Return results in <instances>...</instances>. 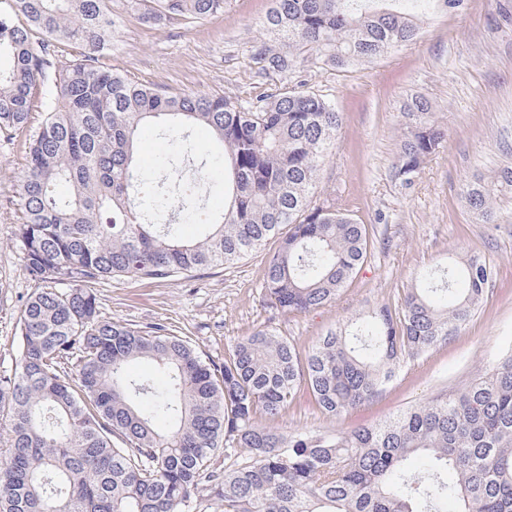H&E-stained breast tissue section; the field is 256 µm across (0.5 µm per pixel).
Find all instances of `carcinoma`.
I'll return each mask as SVG.
<instances>
[{
  "instance_id": "carcinoma-1",
  "label": "carcinoma",
  "mask_w": 512,
  "mask_h": 512,
  "mask_svg": "<svg viewBox=\"0 0 512 512\" xmlns=\"http://www.w3.org/2000/svg\"><path fill=\"white\" fill-rule=\"evenodd\" d=\"M463 0H275L253 46L261 77L301 63H370L415 39L428 13ZM143 16L204 20L224 0H138ZM0 10V137L29 133L14 231L36 288L18 317L19 360L0 375V512H193L208 486L220 512H512V352L450 394L371 427L283 435L260 426L300 394L338 418L376 401L402 368L458 332L490 278L468 259L431 267L396 306L328 331L301 357L276 330L238 340L216 366L155 323L101 317L95 285L176 280L233 264L276 240L264 290L290 313L322 308L371 259L369 232L344 203L316 195L341 115L325 95L258 83L236 97L172 94L112 67L110 0H8ZM44 112L29 126L33 107ZM396 174L408 186L444 133L428 102L409 104ZM196 152L191 128L224 157V213L197 215L184 241L176 213L206 178L150 185L134 158L141 126ZM66 184L70 194L57 187ZM512 166L461 195L491 218ZM70 287H57L59 280ZM154 361L161 382L130 365ZM224 451V468L215 456ZM426 456L413 473L407 462ZM452 470L456 481L443 478Z\"/></svg>"
}]
</instances>
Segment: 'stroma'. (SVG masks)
<instances>
[{"instance_id": "obj_1", "label": "stroma", "mask_w": 512, "mask_h": 512, "mask_svg": "<svg viewBox=\"0 0 512 512\" xmlns=\"http://www.w3.org/2000/svg\"><path fill=\"white\" fill-rule=\"evenodd\" d=\"M273 5L274 0H227L223 12L202 22L172 25L144 20L135 0H112V65L177 94L235 95L256 69L250 50L267 40L262 19ZM294 78L327 95L342 114L317 192L342 198L372 240L371 262L337 301L306 313L269 304L264 278L267 257L275 250L271 244L226 268L175 281L116 277L97 284L96 293L103 318L164 324L190 339L206 361L220 365L235 342L262 328L275 329L300 355H308L329 330L377 305L397 303L421 270L449 257H479L491 278L478 309L446 343L408 364L371 405L336 419L304 394L275 420L257 418L286 435L333 433L382 423L411 405L460 389L512 348V191L497 196L491 224L467 208L460 192L464 181L512 166V0H465L464 11L434 12L416 40L388 50L375 63L344 69L308 64ZM415 96L428 100L445 137L406 187L396 164L406 128L404 107ZM190 138L208 163L200 205L221 215L220 146L202 127L193 128ZM173 151L155 124L142 127L138 156L146 177L163 171ZM26 153V133L0 139V373L16 367L17 319L35 289L13 240Z\"/></svg>"}]
</instances>
